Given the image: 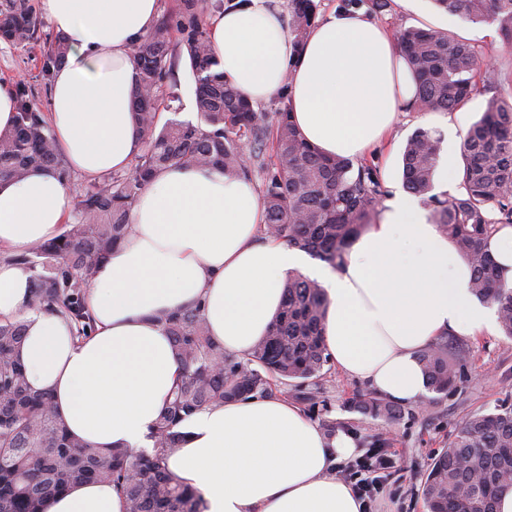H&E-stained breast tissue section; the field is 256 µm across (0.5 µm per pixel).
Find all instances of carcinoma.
<instances>
[{
  "label": "carcinoma",
  "instance_id": "obj_1",
  "mask_svg": "<svg viewBox=\"0 0 512 512\" xmlns=\"http://www.w3.org/2000/svg\"><path fill=\"white\" fill-rule=\"evenodd\" d=\"M472 22H492L503 46L512 48V0H434ZM224 0H178L153 32L133 47L138 73L133 114L143 149L132 168L83 186L71 221L54 239L5 260L31 272L29 307L66 317L79 337L94 328L85 295L94 270L131 232L129 214L155 175L170 166H216L231 176L262 180V234L301 250L333 269L347 257L351 241L376 223L385 196L377 170L366 160L326 157L307 143L291 120L288 85L281 107L268 114L253 108L229 82L215 55L206 25ZM315 0H288L290 30L300 47L317 19ZM41 21L32 0H0V39L21 45L39 38ZM397 46L417 81L415 106L424 112L454 111L477 94H489L480 119L463 143L460 185L464 193H432L440 138L419 128L403 153L404 188L421 197L433 223L471 266V290L497 306L504 336L512 339V289L505 288L488 240L499 224L512 225V90L483 83L489 70L482 51L444 30L402 27ZM68 51L60 36L48 45V61ZM186 65L193 78L197 123L172 120L158 126L159 101L175 87ZM14 125L0 133V183L32 169L52 166L67 177L54 134L38 103L16 96ZM327 298L321 284L297 273L284 285V300L267 334L245 357L231 358L208 335L200 308L159 317L180 364L169 400L150 433L152 451L123 445L94 448L70 437L52 398L31 389L20 349L25 325L0 322V512H45L48 500L82 482L114 483L125 512H203L201 495L168 468L181 448V424L213 405L272 396L288 398V383L302 388L315 407L314 390L330 357L323 323ZM469 354L463 344L440 338L421 351L428 389L446 395ZM358 410L392 424L405 410L370 396ZM512 492V405L471 416L430 465L422 484L429 512H497Z\"/></svg>",
  "mask_w": 512,
  "mask_h": 512
}]
</instances>
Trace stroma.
I'll return each mask as SVG.
<instances>
[{
  "label": "stroma",
  "mask_w": 512,
  "mask_h": 512,
  "mask_svg": "<svg viewBox=\"0 0 512 512\" xmlns=\"http://www.w3.org/2000/svg\"><path fill=\"white\" fill-rule=\"evenodd\" d=\"M379 21L393 32L409 26L448 31L484 48L495 72L512 73V50L502 46L490 23H474L438 11L430 0H394L391 12L380 16ZM40 36V42L27 45L0 41V80L11 81L15 92L33 95L44 109L48 106L49 82L42 73L46 52L42 41L54 36L50 20H43ZM485 99V94H477L459 111L454 129L440 128V165L459 166L464 136L480 117ZM437 118L434 112L400 113L389 146L372 155L387 194L402 187V153L407 139L417 129L431 128ZM468 346L470 354L462 374L448 394L421 406H407L404 417L392 425L353 410V398L367 393V386L329 366L317 405L309 412L310 420L318 425L334 422L337 431L351 435L356 456L381 450L393 457L394 466L372 512H427L421 488L435 455L447 447L470 415L506 402L512 404V340L498 331L469 340Z\"/></svg>",
  "instance_id": "35a3bbf8"
}]
</instances>
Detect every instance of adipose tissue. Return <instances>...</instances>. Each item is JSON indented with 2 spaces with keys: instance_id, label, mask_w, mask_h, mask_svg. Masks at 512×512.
Segmentation results:
<instances>
[{
  "instance_id": "adipose-tissue-1",
  "label": "adipose tissue",
  "mask_w": 512,
  "mask_h": 512,
  "mask_svg": "<svg viewBox=\"0 0 512 512\" xmlns=\"http://www.w3.org/2000/svg\"><path fill=\"white\" fill-rule=\"evenodd\" d=\"M69 45L53 72L48 119L59 151L95 178L128 170L141 149L131 116L133 44L156 24L160 0H39ZM224 74L252 104L287 89L293 121L327 156L359 158L385 141L417 84L394 37L364 11L320 16L295 49L285 0H237L211 13ZM73 199L58 173L37 169L0 184V249L27 253L55 238ZM130 236L94 271L86 307L94 329L27 306L31 273L0 260V320L26 324L21 356L33 390L49 393L76 438L141 447L179 375L158 316L197 305L209 335L243 356L266 335L301 251L262 237L261 200L217 167L172 166L145 187ZM325 290L326 350L341 372L403 405L423 404L420 350L438 336L493 332L496 307L471 292L472 270L418 199L396 193L337 269L310 271ZM169 468L197 490L205 512H362L336 467L351 436L326 438L276 397L205 408L182 426ZM46 512H123L109 483H83Z\"/></svg>"
}]
</instances>
